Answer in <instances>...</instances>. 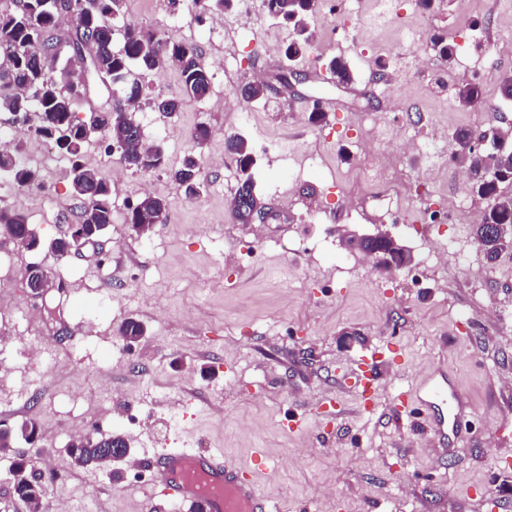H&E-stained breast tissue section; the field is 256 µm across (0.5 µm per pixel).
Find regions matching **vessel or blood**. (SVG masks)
Here are the masks:
<instances>
[{
    "mask_svg": "<svg viewBox=\"0 0 512 512\" xmlns=\"http://www.w3.org/2000/svg\"><path fill=\"white\" fill-rule=\"evenodd\" d=\"M403 400L440 437L457 431L464 401L446 373L417 381ZM150 472L153 484L183 512H277L248 471L221 453L175 448L158 455Z\"/></svg>",
    "mask_w": 512,
    "mask_h": 512,
    "instance_id": "b4317fda",
    "label": "vessel or blood"
}]
</instances>
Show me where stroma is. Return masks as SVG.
<instances>
[{"mask_svg": "<svg viewBox=\"0 0 512 512\" xmlns=\"http://www.w3.org/2000/svg\"><path fill=\"white\" fill-rule=\"evenodd\" d=\"M393 8L428 34L463 41L460 26L487 33L474 43L477 72L443 61L433 44L410 43L376 21L375 0H321L310 19L314 53L343 57L348 86L305 82L284 89L273 76L286 65L290 30L255 0L249 25L211 18L185 0H123L116 29L132 25L198 48L213 74L210 95L185 101L174 115L154 114L147 140L160 142L167 169L128 170L107 139L85 158L112 186L113 221L98 246L55 260L16 249L12 263L42 265L57 281H76L92 305H67L46 324L32 308L55 306L58 292L38 299L11 278L0 281V326L15 331L0 346V422L35 418L40 439L31 454L53 475L46 501L71 512H178L149 481L155 454L203 448L229 454L253 470L260 490L281 512H512V260L488 266L472 224L448 227L456 252L429 272V287L388 284L381 267L341 273L343 235L386 233L411 248L387 217L351 219L335 188L373 190L355 154L352 124L366 112L393 149L421 125L506 129L499 86L512 76V0H394ZM478 81L482 100L463 106L459 85ZM268 84L264 98L226 107L239 86ZM336 107L309 120L314 99ZM250 113L249 123L237 119ZM210 136L196 147L197 126ZM235 134L256 158V192L270 208L263 224H238L224 202V171L204 167L198 198H186L169 176L191 150L204 159L225 154ZM287 140V155L263 151ZM41 183L22 187L19 205L35 231L55 237L73 222L72 162L59 155L37 164ZM148 191L168 202L166 223L137 236L130 204ZM255 239L252 257H227L240 236ZM146 334L126 348L127 319ZM40 353L30 358L28 341ZM375 356V405L365 411L343 380L361 357ZM445 368L471 402L455 444H443L396 400L416 381ZM181 407L173 422L170 412ZM125 434L133 450L114 480L75 465V435Z\"/></svg>", "mask_w": 512, "mask_h": 512, "instance_id": "35a3bbf8", "label": "stroma"}]
</instances>
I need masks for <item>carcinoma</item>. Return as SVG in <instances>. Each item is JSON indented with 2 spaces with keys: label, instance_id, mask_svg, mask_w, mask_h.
Wrapping results in <instances>:
<instances>
[{
  "label": "carcinoma",
  "instance_id": "obj_1",
  "mask_svg": "<svg viewBox=\"0 0 512 512\" xmlns=\"http://www.w3.org/2000/svg\"><path fill=\"white\" fill-rule=\"evenodd\" d=\"M123 0H96L93 13L81 10V0H13L15 9H0V112L10 114L13 123L29 125L36 116V134L52 140L61 154L77 157L83 145L92 137L105 135L128 169L150 174L166 166V155L158 145L145 140L142 126L135 113L144 103L166 115L179 111L183 100H202L210 94L213 73L199 52L180 42H171L155 33L137 28H127L122 46L114 48V19L121 10ZM230 0H190L188 7L197 11L220 14ZM267 13L281 18L294 27L295 36L285 49L290 61L302 60L311 51L313 37L308 28V17L318 7V0H265ZM81 18L84 32H73L66 40L56 36L61 16L68 12ZM431 42L439 57L452 61L455 46L446 37L432 35ZM63 62L58 74L47 71V61ZM166 63L178 67L183 85V98L149 96L148 86L139 80H128L132 67L151 73ZM328 67L336 84L349 85L353 74L347 62L332 59ZM100 76L121 86L124 100L103 111H96L86 119L77 117L84 99L86 83ZM484 90L478 82H467L457 89V98L464 105L483 98ZM225 149L232 154L239 167V179L234 200L239 205L232 208V215L239 224L249 223L251 211L261 202L256 194L253 177L255 159L251 146L241 137L226 138ZM452 162L469 170L470 179L482 188L479 198L494 193L485 185L480 160L463 153L452 156ZM202 155L191 151L173 171L174 180L184 188L189 197L199 195L203 187ZM0 180L19 186H32L40 182L37 170L19 159V149H0ZM71 192L80 202L77 223L84 225L90 234L102 226L112 224V187L99 172L81 163L72 168ZM165 198L144 194L130 206L129 223L144 225L148 232L153 224H163L167 218ZM491 224H512V199H504L498 206L482 212L474 225L477 240L483 246L487 262H492L497 246L488 235ZM0 235L29 246L45 249L62 258L70 252V236L48 240L34 233L27 215L16 209L0 205ZM361 251L377 254L384 268L396 269L411 261L410 255L398 243L377 236L362 238ZM123 340L145 336L144 325L129 319L119 328ZM40 426L36 419L28 418L16 427L0 428V452H10L17 439L37 438ZM128 440L121 433L98 438H81L68 447L72 461L80 467L107 469L113 474L118 470L112 461V449L127 447ZM14 493L22 501L38 505L46 493L52 477L40 472H27L24 463L15 462L11 468Z\"/></svg>",
  "mask_w": 512,
  "mask_h": 512
}]
</instances>
